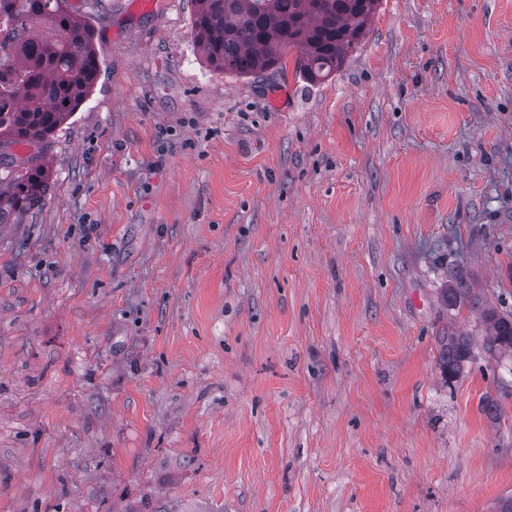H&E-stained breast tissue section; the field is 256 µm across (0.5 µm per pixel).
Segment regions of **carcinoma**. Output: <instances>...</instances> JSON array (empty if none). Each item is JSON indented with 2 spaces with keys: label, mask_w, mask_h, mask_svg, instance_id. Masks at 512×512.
<instances>
[{
  "label": "carcinoma",
  "mask_w": 512,
  "mask_h": 512,
  "mask_svg": "<svg viewBox=\"0 0 512 512\" xmlns=\"http://www.w3.org/2000/svg\"><path fill=\"white\" fill-rule=\"evenodd\" d=\"M195 44L216 71L253 76L298 51L309 80L336 72L372 20L380 0H194ZM19 31L0 40V227L44 203L49 171L38 157L17 159L66 123L101 74L90 22L66 0H0ZM489 351L512 354V314L483 310ZM467 336L448 337L442 368L452 376L470 354Z\"/></svg>",
  "instance_id": "carcinoma-1"
}]
</instances>
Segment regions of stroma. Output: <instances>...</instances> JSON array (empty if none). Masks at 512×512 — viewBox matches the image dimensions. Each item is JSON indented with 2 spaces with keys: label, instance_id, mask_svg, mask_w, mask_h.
<instances>
[{
  "label": "stroma",
  "instance_id": "35a3bbf8",
  "mask_svg": "<svg viewBox=\"0 0 512 512\" xmlns=\"http://www.w3.org/2000/svg\"><path fill=\"white\" fill-rule=\"evenodd\" d=\"M76 9L100 78L0 230V512H495L512 0H381L314 82L209 69L192 0ZM483 320L488 350L512 354V314L504 315L493 308H485ZM471 341L468 336H448V346L442 355V368L448 376L456 374L461 363L470 354Z\"/></svg>",
  "mask_w": 512,
  "mask_h": 512
}]
</instances>
